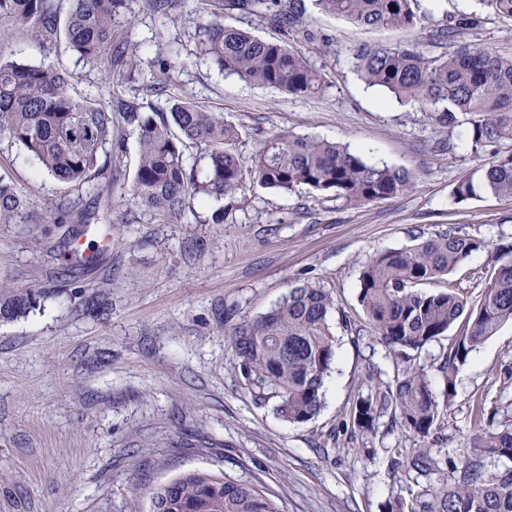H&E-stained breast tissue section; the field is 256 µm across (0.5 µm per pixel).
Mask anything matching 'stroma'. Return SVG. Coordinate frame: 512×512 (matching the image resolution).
<instances>
[{
	"label": "stroma",
	"mask_w": 512,
	"mask_h": 512,
	"mask_svg": "<svg viewBox=\"0 0 512 512\" xmlns=\"http://www.w3.org/2000/svg\"><path fill=\"white\" fill-rule=\"evenodd\" d=\"M426 18L412 31L369 30L308 9L316 38L300 41L325 76L321 92L295 97L242 81L197 59L199 16L222 0H186L164 17L134 0L128 34L141 45V66L120 87L130 101L149 90L158 46L177 53V93L223 113L240 131L239 161L281 131L350 146L367 163L404 168L409 192L351 206L333 196L261 187L246 198L195 201V220L165 224L121 189L112 191L107 224H46L63 187L22 149L0 144V175L26 196L34 221L0 224V289L31 288L34 309L0 321V512H150L152 490L187 470H223L274 495L282 512H385L425 477L391 466L393 449L412 439L380 417L355 433L359 396L402 371L371 332L358 304L363 264L375 253L411 244L415 234L454 229L482 239L451 279L478 295L475 274L499 244L512 242V198L484 195L455 202L463 175L512 150L502 141L475 151L466 126L438 127L415 103L369 87L352 64L365 45L421 44L437 52L429 31L443 15L480 12L466 40L477 48L512 49V20L483 12L478 0H421ZM75 72L74 98L97 73L83 71L63 44L43 47L9 36L0 56ZM232 220L216 223L219 208ZM299 281L323 284L336 308L329 323L336 360L325 404L314 421L291 425L243 390L226 344V309L265 313ZM512 322L474 351L456 377L444 439L432 452L453 454L475 427L477 406L512 403Z\"/></svg>",
	"instance_id": "stroma-1"
}]
</instances>
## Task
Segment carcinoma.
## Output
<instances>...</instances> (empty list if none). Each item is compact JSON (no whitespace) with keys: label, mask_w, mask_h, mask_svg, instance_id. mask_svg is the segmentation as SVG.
Here are the masks:
<instances>
[{"label":"carcinoma","mask_w":512,"mask_h":512,"mask_svg":"<svg viewBox=\"0 0 512 512\" xmlns=\"http://www.w3.org/2000/svg\"><path fill=\"white\" fill-rule=\"evenodd\" d=\"M129 0H0V20L42 45L58 40L89 71L101 75L96 92L72 97L69 72L24 58H0V143L23 149L40 169L66 187L129 188L137 203L165 223H179L196 199L245 196L258 185L281 192L307 189L333 193L354 206L401 194L414 185L410 172L364 162L348 147L327 140L281 132L264 140L249 169L238 159L239 133L224 115L207 112L187 95L169 94L179 61L158 49L153 90L167 95L166 107L126 101L114 86L131 78L140 59L139 44L121 34ZM319 11L366 29L407 30L425 19L420 0H311ZM499 17L512 20V0H482ZM239 22L264 20L279 38L261 40L247 29L224 24L220 15L198 22V58L254 85L296 97L322 87L323 76L290 38L310 39L306 0H226ZM477 15L439 20L431 44L447 51L428 57L417 43L365 47L353 57L354 69L371 87L423 107L450 131L468 125L472 149L512 140V52L477 48L464 39L479 27ZM139 129L137 163L126 184L124 125ZM202 151L204 177L186 167L188 148ZM109 160L101 161L103 154ZM483 194L512 197V151L487 168L458 180L453 198L466 202ZM26 200L0 176V224H15ZM48 217L64 223L91 214L80 198L62 195ZM484 241L448 230L418 234L414 243L376 253L364 263L358 302L374 335L406 363L393 381L378 383L356 402L353 428L372 433L385 414L417 448L398 452L395 465L435 479L436 485L387 504V512H512V419H498L501 407L477 412V426L459 458L439 460L431 441L444 429L455 376L470 354L512 321V242L502 244L483 276L474 301L453 285L437 292L420 286L457 270ZM35 292L0 289V320L34 307ZM331 290L304 281L288 287L269 311L232 325L227 343L237 361L240 385L258 405L274 400L273 410L291 425H305L320 413L324 388L336 358L328 315ZM455 330L454 335L448 331ZM448 337L430 370L409 363L428 344ZM443 383L442 394L433 377ZM151 512H281L272 495L223 472L187 470L157 486Z\"/></svg>","instance_id":"carcinoma-1"}]
</instances>
